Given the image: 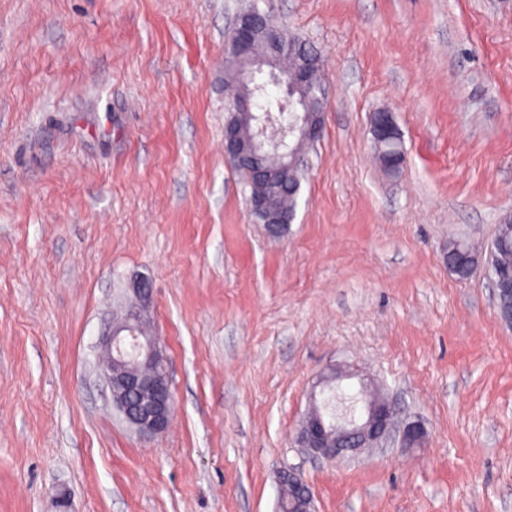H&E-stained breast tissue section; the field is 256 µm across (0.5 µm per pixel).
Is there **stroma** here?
<instances>
[{
  "instance_id": "stroma-1",
  "label": "stroma",
  "mask_w": 512,
  "mask_h": 512,
  "mask_svg": "<svg viewBox=\"0 0 512 512\" xmlns=\"http://www.w3.org/2000/svg\"><path fill=\"white\" fill-rule=\"evenodd\" d=\"M248 5L318 48L329 90L281 237L224 155ZM509 212L512 0H0V512H278L288 470L316 512H512V329L486 263ZM133 275L174 394L154 436L98 360ZM335 364L424 444L341 465L295 447ZM397 130L398 127L392 112L381 111L374 114L371 133L376 144L392 138ZM473 251L470 247L456 241L448 242V256L452 255L455 264L454 274L459 278H465L470 263L472 261Z\"/></svg>"
}]
</instances>
